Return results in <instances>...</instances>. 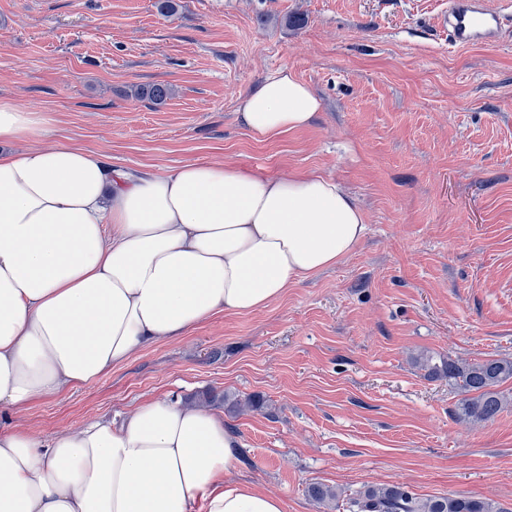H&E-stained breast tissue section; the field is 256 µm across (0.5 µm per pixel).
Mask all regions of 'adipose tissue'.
I'll return each instance as SVG.
<instances>
[{"label": "adipose tissue", "mask_w": 512, "mask_h": 512, "mask_svg": "<svg viewBox=\"0 0 512 512\" xmlns=\"http://www.w3.org/2000/svg\"><path fill=\"white\" fill-rule=\"evenodd\" d=\"M312 89L282 68L241 101L258 139L307 126ZM43 135L0 102V141ZM367 224L315 173L189 163L137 176L76 146L0 152V407L104 375L144 344L247 313L350 255ZM236 435L176 399L49 441L0 428V512H284L234 479Z\"/></svg>", "instance_id": "ef3b65f1"}]
</instances>
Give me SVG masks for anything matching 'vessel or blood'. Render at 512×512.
I'll use <instances>...</instances> for the list:
<instances>
[{"mask_svg": "<svg viewBox=\"0 0 512 512\" xmlns=\"http://www.w3.org/2000/svg\"><path fill=\"white\" fill-rule=\"evenodd\" d=\"M503 23V15L487 7L483 0H450L443 18L448 42L453 46L494 39Z\"/></svg>", "mask_w": 512, "mask_h": 512, "instance_id": "obj_1", "label": "vessel or blood"}]
</instances>
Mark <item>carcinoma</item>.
I'll return each mask as SVG.
<instances>
[{
	"label": "carcinoma",
	"instance_id": "obj_1",
	"mask_svg": "<svg viewBox=\"0 0 512 512\" xmlns=\"http://www.w3.org/2000/svg\"><path fill=\"white\" fill-rule=\"evenodd\" d=\"M134 95L162 104L172 97L167 84H152L134 90ZM428 376H443L465 394L458 404L459 415L474 423L493 420L508 405V398L495 387L512 379V358H488L473 363L441 360L423 362ZM308 496L328 505L339 498V492L322 483H312ZM347 512H504L493 501L464 495L419 498L399 485L370 486L356 491L346 502Z\"/></svg>",
	"mask_w": 512,
	"mask_h": 512
}]
</instances>
